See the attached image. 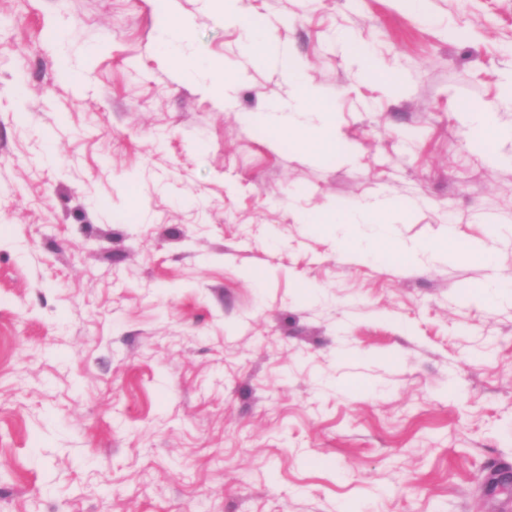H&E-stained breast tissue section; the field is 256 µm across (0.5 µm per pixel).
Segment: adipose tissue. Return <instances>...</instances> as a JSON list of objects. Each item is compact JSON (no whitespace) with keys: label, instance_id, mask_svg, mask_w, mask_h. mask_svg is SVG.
I'll use <instances>...</instances> for the list:
<instances>
[{"label":"adipose tissue","instance_id":"obj_1","mask_svg":"<svg viewBox=\"0 0 512 512\" xmlns=\"http://www.w3.org/2000/svg\"><path fill=\"white\" fill-rule=\"evenodd\" d=\"M211 3L225 23L245 26L251 32V39L244 45L246 54L257 62L273 60L279 63L284 76L297 89L300 106L305 110L318 113L319 123L304 131L300 140L301 147L317 153L336 148V115L331 106L321 99L318 92L302 79L301 70L287 49L277 41L261 35L259 25L243 14L241 0H211ZM395 209L396 205L392 199L382 198L353 208L330 209L319 217L313 218L311 224L315 227L331 225L342 229L340 246L360 261L389 260L406 264L429 254L447 261L472 257L485 264H492L493 255L486 243L475 242L463 245L449 234L432 243L404 245L397 242L391 235V225L387 219L388 214ZM360 224L372 225L371 234L363 236L357 233L356 227Z\"/></svg>","mask_w":512,"mask_h":512}]
</instances>
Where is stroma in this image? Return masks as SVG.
I'll return each instance as SVG.
<instances>
[{
	"label": "stroma",
	"mask_w": 512,
	"mask_h": 512,
	"mask_svg": "<svg viewBox=\"0 0 512 512\" xmlns=\"http://www.w3.org/2000/svg\"><path fill=\"white\" fill-rule=\"evenodd\" d=\"M244 8L335 150L273 134L293 90L209 0H0V512H512V306L471 292L512 271V0ZM382 196L395 238L493 265L361 262L300 222ZM215 11L224 19L225 24H241L254 34L244 44L245 53L257 62L276 61L280 64L284 76L297 89V99L304 110L318 112L320 123L305 129L300 139V146L313 152L323 153L335 149L336 115L331 106L325 103L318 92L301 77L299 66L293 61L288 50L277 41L259 34V25L249 16L244 15L241 0H209ZM463 121L473 129L480 132L482 141L486 146L488 158L496 161V154L490 150L491 144L499 137V131L492 124L488 110L478 105H466L461 109Z\"/></svg>",
	"instance_id": "stroma-1"
}]
</instances>
